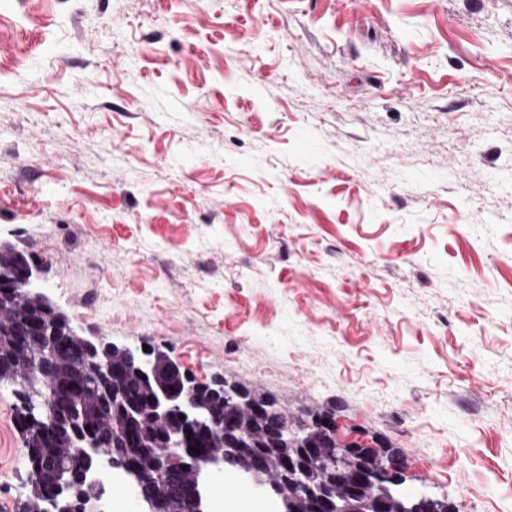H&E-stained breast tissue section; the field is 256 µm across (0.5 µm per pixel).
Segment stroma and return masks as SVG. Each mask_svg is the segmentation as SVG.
Segmentation results:
<instances>
[{
  "instance_id": "35a3bbf8",
  "label": "stroma",
  "mask_w": 512,
  "mask_h": 512,
  "mask_svg": "<svg viewBox=\"0 0 512 512\" xmlns=\"http://www.w3.org/2000/svg\"><path fill=\"white\" fill-rule=\"evenodd\" d=\"M0 240L80 334L512 512V0H0Z\"/></svg>"
}]
</instances>
